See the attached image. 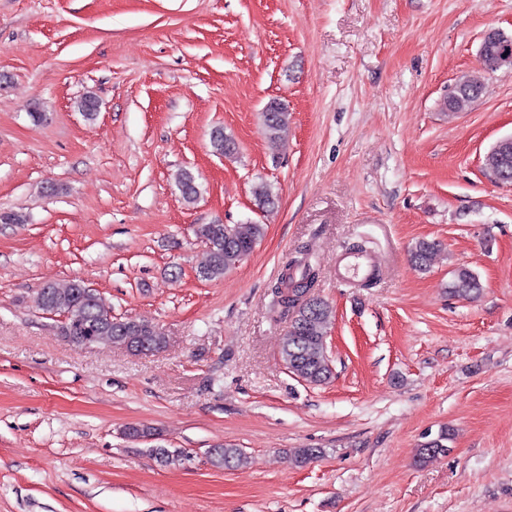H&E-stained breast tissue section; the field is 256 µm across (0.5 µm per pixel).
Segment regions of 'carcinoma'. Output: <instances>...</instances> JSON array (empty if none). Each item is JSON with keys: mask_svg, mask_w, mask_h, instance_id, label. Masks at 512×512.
I'll list each match as a JSON object with an SVG mask.
<instances>
[{"mask_svg": "<svg viewBox=\"0 0 512 512\" xmlns=\"http://www.w3.org/2000/svg\"><path fill=\"white\" fill-rule=\"evenodd\" d=\"M464 84L453 90L455 98L448 102V112L453 113L467 108L475 101L472 92H483V82L478 76H464ZM290 113L288 105L274 99L262 112V125L268 141L278 146L284 140L288 129ZM212 145L220 154L235 151L232 137L217 129L212 133ZM485 166L496 174L507 173L512 178V150L493 152L485 159ZM182 197L187 202L195 200L198 188L195 177L184 171L179 177ZM259 208L275 204L271 188L260 183L253 191ZM206 245V259L202 264L206 279L214 280L242 261V255L250 254L258 240L263 236L261 224H203L198 230ZM439 244L435 241L421 240L411 250V261L415 268L425 271L431 264ZM285 269L298 274V289L289 295L285 293L288 285L284 279H278L274 286L275 304L283 313H291L288 330L285 334L281 358L287 369L297 378L310 385H323L333 377V371L327 353L328 329L332 322L331 306L317 296L303 300L301 296L313 290L317 273L308 260L303 257L291 261ZM449 292L455 296L476 299L483 290L478 277L465 267L454 270L448 283ZM37 305L45 313L69 315L63 327L64 335L72 344L78 346L85 341L98 339L101 343L122 344L130 349L158 351L166 344V337L160 329L138 319H118L112 316V310L103 303L102 296L82 280L72 279L63 282L45 284L37 298ZM450 430L442 429L438 434L421 444L422 461L434 459L448 453ZM324 453L321 448H299L291 457L292 463L302 467ZM149 454L161 466H171L181 461L183 453L167 448H151ZM210 462L218 468H240L245 464V455L241 449L224 444L211 451Z\"/></svg>", "mask_w": 512, "mask_h": 512, "instance_id": "cac0c4a2", "label": "carcinoma"}]
</instances>
